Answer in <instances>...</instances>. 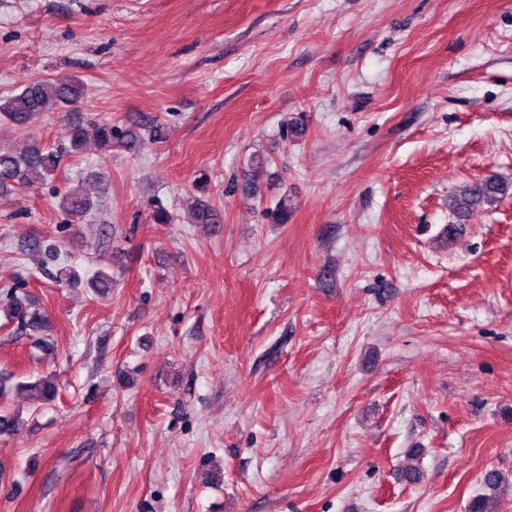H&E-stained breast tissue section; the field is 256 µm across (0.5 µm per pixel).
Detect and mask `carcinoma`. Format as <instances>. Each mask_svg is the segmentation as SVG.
Listing matches in <instances>:
<instances>
[{
    "label": "carcinoma",
    "mask_w": 512,
    "mask_h": 512,
    "mask_svg": "<svg viewBox=\"0 0 512 512\" xmlns=\"http://www.w3.org/2000/svg\"><path fill=\"white\" fill-rule=\"evenodd\" d=\"M80 95L81 85L74 78L63 77L48 82L33 77L22 84L18 94L0 105V116L18 127L27 128L45 112L74 105ZM93 136L98 146L103 149L112 147L114 141L121 138L129 149L135 148L138 142L131 134L121 137V133L112 124L105 122L93 125ZM67 137L69 151H76L84 145L88 130L81 124H74L69 126ZM59 162V153L46 151L37 144L21 154L0 151V192L20 187L32 178H48L57 169ZM511 192L512 184L491 173L471 184L463 195L454 197L453 207L460 212H466L475 207L492 205ZM59 206L69 222L80 224L93 211L96 202L82 189L74 188L61 197ZM219 220V213L207 202L197 203L194 223L216 224ZM88 284L100 297L112 293V276L104 272L88 280ZM7 300L8 320L17 324L18 328L37 331L43 327L45 315L29 294L13 289L7 293ZM16 388L29 392V399L39 406L53 402L58 392L51 377H42L34 382H21L16 384Z\"/></svg>",
    "instance_id": "carcinoma-1"
}]
</instances>
